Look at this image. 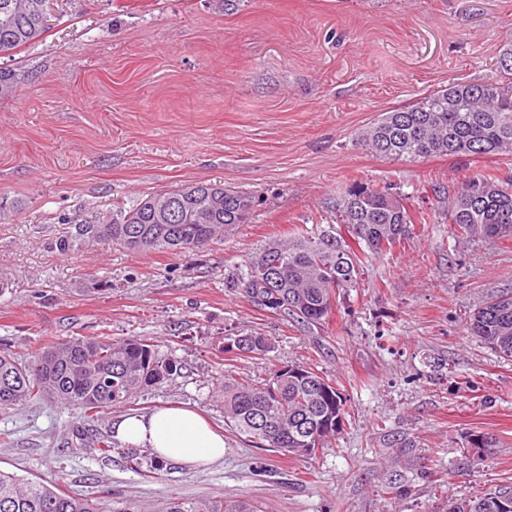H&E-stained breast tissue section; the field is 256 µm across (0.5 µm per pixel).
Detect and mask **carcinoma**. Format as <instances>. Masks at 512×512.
I'll use <instances>...</instances> for the list:
<instances>
[{
    "label": "carcinoma",
    "mask_w": 512,
    "mask_h": 512,
    "mask_svg": "<svg viewBox=\"0 0 512 512\" xmlns=\"http://www.w3.org/2000/svg\"><path fill=\"white\" fill-rule=\"evenodd\" d=\"M45 0H0V59L48 30ZM374 153L417 161L431 156L486 157L512 151V97L496 81L452 82L411 107L386 112L363 134ZM186 184L161 197L146 196L132 206L92 217L55 242L67 254L87 239L108 238L139 252L169 251L190 256L225 231L246 222L251 197L208 184L220 201L201 214L206 200ZM172 203L169 223L152 220V206ZM456 233L472 237L512 236V175L475 174L461 182L453 200L441 207ZM342 223L354 240L327 230L271 239L250 253L232 287L253 306L301 326H318L335 308L337 292L354 288L361 258L357 250L381 253L409 234L406 195L357 185L344 197ZM358 248H353V245ZM468 331L501 357L512 358V292L478 306ZM272 349L265 334L253 331L224 337V352L262 358ZM178 361L160 354L144 338L58 339L22 360L0 353V410L31 398H48L81 411V424L93 426L106 411L135 401L141 391L172 379ZM224 424L260 449L312 459L343 430L344 400L327 378L299 363L280 365L266 379L224 375ZM466 447L482 458L493 438L465 437ZM415 477L426 481L433 471ZM413 477V478H415ZM413 478L390 482L396 499L407 496ZM0 512H126L112 505L109 492L96 498L70 495L53 484L25 481L0 471ZM164 512H258L243 500L172 497ZM448 512H512V486L499 485L475 499L451 502Z\"/></svg>",
    "instance_id": "carcinoma-1"
}]
</instances>
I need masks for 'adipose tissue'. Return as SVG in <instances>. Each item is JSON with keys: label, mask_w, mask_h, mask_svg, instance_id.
Here are the masks:
<instances>
[{"label": "adipose tissue", "mask_w": 512, "mask_h": 512, "mask_svg": "<svg viewBox=\"0 0 512 512\" xmlns=\"http://www.w3.org/2000/svg\"><path fill=\"white\" fill-rule=\"evenodd\" d=\"M113 431L126 444L151 449L162 461L199 468L224 457L223 435L190 408L166 405L146 414L125 416Z\"/></svg>", "instance_id": "1"}]
</instances>
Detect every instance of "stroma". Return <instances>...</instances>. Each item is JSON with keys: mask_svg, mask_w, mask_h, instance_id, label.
<instances>
[{"mask_svg": "<svg viewBox=\"0 0 512 512\" xmlns=\"http://www.w3.org/2000/svg\"><path fill=\"white\" fill-rule=\"evenodd\" d=\"M512 45V0H50L49 28L0 65V351L27 357L55 339L150 338L178 376L93 426L177 403L223 430L222 462H138L72 442L74 410L32 401L0 412V470L76 494L107 490L129 512L167 497L238 496L268 512H437L512 483V360L466 331L474 310L512 291V237L453 240L429 182L456 193L466 174L512 172V153L379 156L361 142L382 113L449 83L497 80ZM208 182L250 196L246 223L190 257L104 240L59 254L74 222L146 195ZM410 195L426 214L381 254L325 323L293 325L227 285L246 256L297 228L338 225L356 184ZM259 331L274 349L236 358L224 335ZM439 358L440 369L425 365ZM303 363L340 389L343 430L316 458L260 452L224 427L225 371L267 377ZM419 438L414 456L384 435ZM493 436L473 459L465 435ZM268 470L256 472V457ZM426 466L406 500L392 471Z\"/></svg>", "mask_w": 512, "mask_h": 512, "instance_id": "1", "label": "stroma"}]
</instances>
